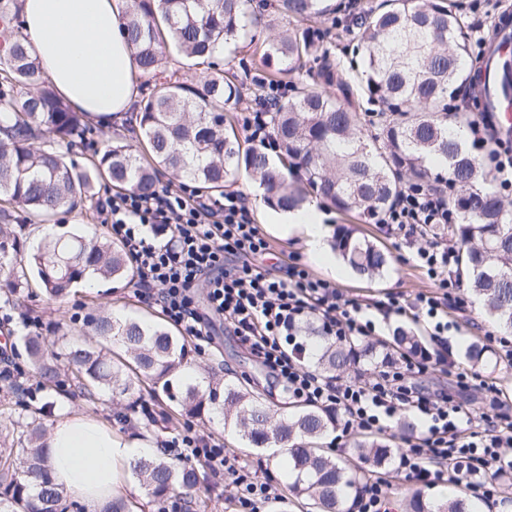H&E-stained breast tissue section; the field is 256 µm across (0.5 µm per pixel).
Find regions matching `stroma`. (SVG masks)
<instances>
[{"label":"stroma","mask_w":512,"mask_h":512,"mask_svg":"<svg viewBox=\"0 0 512 512\" xmlns=\"http://www.w3.org/2000/svg\"><path fill=\"white\" fill-rule=\"evenodd\" d=\"M217 61L221 68L234 70L243 86V100L238 107V119L252 116L255 108L252 101L255 82L265 74V67L244 43L228 45L224 53L218 56ZM232 187L244 192L251 199L254 222L261 233L272 242L275 251L295 256L299 263L308 266L317 276L335 282L348 298L370 307L391 296L400 295L407 298L433 289V281L412 262L414 246L406 243L402 236L388 230L387 227L358 216L347 218L334 210H326V223L334 226L348 223L358 228L362 235L377 245L385 247L391 255V263L385 272L371 279L359 277L346 268L336 272L330 264L314 260L300 237L283 235L269 223L263 210L264 204L259 198L260 190L257 183L242 176L233 182ZM103 307L115 313L135 311L149 315L153 312L151 305L135 297L134 288L130 285L113 289L105 283L94 288L78 286L60 301L47 299L34 280L23 286L21 295L9 298L0 293V313H22L34 318L38 323L37 334L51 340L64 334H76L85 320ZM450 318L457 325L456 330L448 334L450 347L456 358H463L466 347L471 342H482L488 338L497 340L503 336L498 325L484 314L480 303L470 295H463L461 304L451 312ZM214 334L215 343L222 353L221 358L191 353L193 370L198 373L216 372L224 375L226 379L242 382L248 389L258 393L272 408L288 409L287 397L271 387L265 369L238 339L219 323L214 326ZM37 400L52 404L50 414L42 418L46 424L51 423L54 416L67 410L81 413L88 411L82 401H72L62 396L52 398L41 392L38 393ZM126 405V400L114 401L106 398L101 401L97 410L88 412H91L93 418L112 427L115 433L127 439H134L140 433L139 426L124 425L116 418L117 412L125 410ZM188 424L221 437L225 447L233 449L249 471L262 477H269L284 489L291 484L292 479L288 475L286 461L276 459L262 448L243 447L238 434L225 428L221 415L216 412L201 417L176 414L169 419H159L150 428V440L155 444L164 442Z\"/></svg>","instance_id":"obj_1"}]
</instances>
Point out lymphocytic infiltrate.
Returning a JSON list of instances; mask_svg holds the SVG:
<instances>
[{"label":"lymphocytic infiltrate","mask_w":512,"mask_h":512,"mask_svg":"<svg viewBox=\"0 0 512 512\" xmlns=\"http://www.w3.org/2000/svg\"><path fill=\"white\" fill-rule=\"evenodd\" d=\"M475 137L491 147L494 184L512 186V148L503 147L490 118L472 121ZM98 212L110 236L124 246L135 271L134 295L160 309L197 349L215 352V323L224 324L267 369L289 400L336 412L345 431L386 432L404 414L424 417L420 434L399 449L392 477L370 473L356 499V512H386L394 481L415 487L463 481L477 498L498 495L500 479L512 477V406L495 385L456 362L442 345L450 328L448 312L457 304L461 283L454 275L452 245L422 241L430 224H454L458 214L444 184L403 188L376 214L377 223L415 243L414 261L435 288L377 306L378 319L346 298L330 281L298 263L267 264L271 245L253 222L249 198L240 191L206 201L172 182L154 195L133 191L99 199ZM425 322L436 351L387 358L370 374L349 381L325 376L305 364L301 339L308 321L322 335L348 341L376 333L392 317ZM431 370L448 374L457 385H477L483 408L447 391L429 393L416 378ZM175 457L201 464L208 479L229 490L236 512H263L280 497L269 481L244 474L239 457L212 435L187 429L167 442Z\"/></svg>","instance_id":"f902f5d3"}]
</instances>
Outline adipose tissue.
<instances>
[{"mask_svg": "<svg viewBox=\"0 0 512 512\" xmlns=\"http://www.w3.org/2000/svg\"><path fill=\"white\" fill-rule=\"evenodd\" d=\"M124 0H19V17L42 74L77 111L108 123L122 119L138 95V69L122 25ZM281 230L301 236L310 256L329 257V225L316 211H289ZM47 463L58 483L88 508L119 494L131 460L149 443L116 436L97 420L70 412L48 429Z\"/></svg>", "mask_w": 512, "mask_h": 512, "instance_id": "ef3b65f1", "label": "adipose tissue"}]
</instances>
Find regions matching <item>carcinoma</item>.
I'll return each instance as SVG.
<instances>
[{
    "mask_svg": "<svg viewBox=\"0 0 512 512\" xmlns=\"http://www.w3.org/2000/svg\"><path fill=\"white\" fill-rule=\"evenodd\" d=\"M251 0H131L123 10L124 33L143 75L162 65V44L169 41L194 66L209 73L198 85L175 80L153 87L138 103V142L133 146L112 134L90 166L78 168L58 145L83 144L92 122L74 111L56 93L37 85L39 65L25 39L14 38L0 57V198L34 217L49 221L56 214L93 204L96 186L151 196L158 173L167 171L180 184L206 192L224 190L230 177L243 172L258 180L266 207L284 211L303 208L315 197L338 214L375 216L405 184L431 186L447 178L450 201L461 223L444 234L459 252L456 275L500 328L512 332V202L487 187L481 161L448 127H466L450 102L471 84L464 61L472 54L468 22L461 0H381L361 22L356 35L360 53L354 82L336 80L339 63L323 57L316 69L318 31L313 23L342 11L329 0H278V12L296 27L258 42L248 35L255 24ZM249 39L277 74L305 70L292 95L263 115L278 144L273 158L262 147H242L230 113L242 100L234 75L216 68L217 50L231 41ZM357 90L386 104L390 119L373 138L360 130L359 113L349 95ZM42 132L52 141L37 143ZM438 158L446 173L434 172L428 160ZM295 170L304 181L293 180ZM354 272L381 274L387 254L374 242L343 224L332 244ZM94 274L103 281L133 278L124 248L94 235H62L30 253L17 256L11 233L0 228V288L13 296L30 277L48 299L65 296ZM95 341H63L67 368L58 364L57 342L28 335L22 346L29 376L45 392L80 399L89 406L107 391L113 395L165 397L180 414L201 416L219 410L224 424L252 448L287 449L288 469L296 473L291 494L311 502L315 512H345L342 490L358 492V472L320 452L316 441L336 428L332 413L316 406L291 411L270 409L260 397L232 380L213 386L210 377L188 383L185 345L160 321L117 317L102 310L91 321ZM421 346L411 331L397 330L393 340L378 345L360 338L347 342L324 339L320 367L340 376L377 351L410 355ZM465 357L480 368L496 367L495 352L471 343ZM28 447L21 453L0 449V512H81L67 502L66 489L47 465V429L39 419L46 405H23ZM354 455L374 468L385 466L394 449L378 436L362 437ZM132 474L157 506L178 494L194 506L206 501L210 487L200 467L174 462L173 456H141L130 464ZM411 512H468L462 499L434 509L420 495Z\"/></svg>",
    "mask_w": 512,
    "mask_h": 512,
    "instance_id": "obj_1",
    "label": "carcinoma"
}]
</instances>
